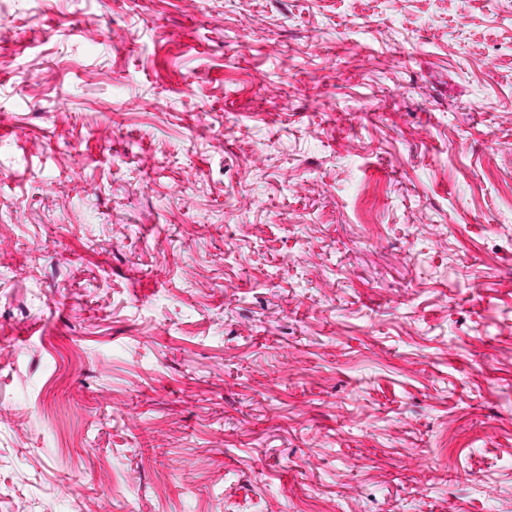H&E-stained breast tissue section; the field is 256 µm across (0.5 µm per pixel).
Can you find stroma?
Instances as JSON below:
<instances>
[{"label": "stroma", "mask_w": 512, "mask_h": 512, "mask_svg": "<svg viewBox=\"0 0 512 512\" xmlns=\"http://www.w3.org/2000/svg\"><path fill=\"white\" fill-rule=\"evenodd\" d=\"M0 512H512V0H0Z\"/></svg>", "instance_id": "stroma-1"}]
</instances>
